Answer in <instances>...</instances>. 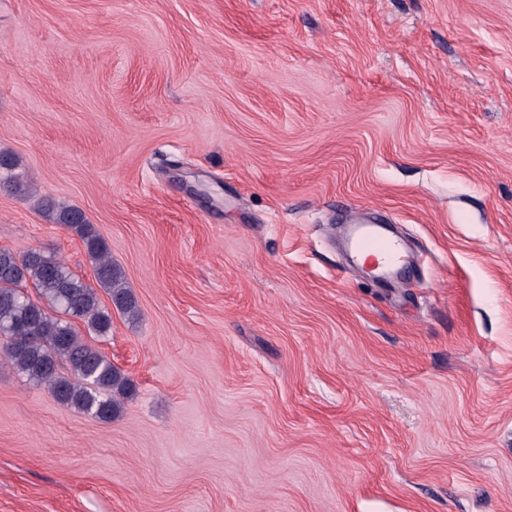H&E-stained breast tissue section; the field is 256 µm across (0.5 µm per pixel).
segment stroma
<instances>
[{
  "label": "stroma",
  "mask_w": 512,
  "mask_h": 512,
  "mask_svg": "<svg viewBox=\"0 0 512 512\" xmlns=\"http://www.w3.org/2000/svg\"><path fill=\"white\" fill-rule=\"evenodd\" d=\"M0 149L140 309L109 422L0 354V512H512V0H0ZM40 210L54 224H60L75 232L83 241L89 257L94 262L96 282L110 298L111 304L121 314L135 320L139 316L137 301L127 286L125 272L112 263V257L106 243L86 223L85 216L76 207L57 203L50 198H41ZM351 247L357 259L375 260L377 258L386 266L404 262L401 244L392 238L380 235L370 226H354Z\"/></svg>",
  "instance_id": "stroma-1"
}]
</instances>
